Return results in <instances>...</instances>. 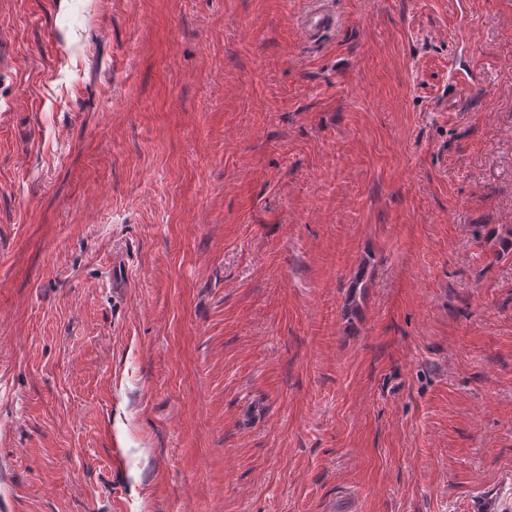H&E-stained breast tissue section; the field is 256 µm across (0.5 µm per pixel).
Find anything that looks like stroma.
Instances as JSON below:
<instances>
[{
    "instance_id": "stroma-1",
    "label": "stroma",
    "mask_w": 512,
    "mask_h": 512,
    "mask_svg": "<svg viewBox=\"0 0 512 512\" xmlns=\"http://www.w3.org/2000/svg\"><path fill=\"white\" fill-rule=\"evenodd\" d=\"M333 2L0 0L11 512H512V0ZM330 3V0H308L304 11L297 17V25L307 44H314L327 29L336 25ZM472 88L469 84L459 82L454 75L448 79V109L459 112L464 101L472 96Z\"/></svg>"
}]
</instances>
